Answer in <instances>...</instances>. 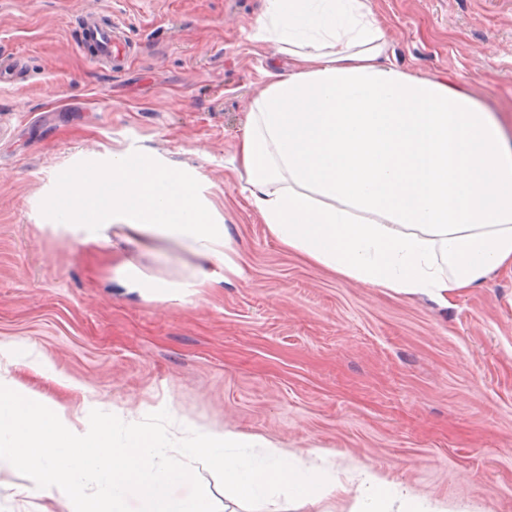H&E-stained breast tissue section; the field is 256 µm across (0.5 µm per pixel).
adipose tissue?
I'll return each mask as SVG.
<instances>
[{
    "mask_svg": "<svg viewBox=\"0 0 512 512\" xmlns=\"http://www.w3.org/2000/svg\"><path fill=\"white\" fill-rule=\"evenodd\" d=\"M255 37L295 60L248 102L233 163L270 234L341 277L448 306L512 269V143L494 112L447 76L391 58L372 0H265ZM54 231L100 246L174 245L195 260L181 281L118 267L128 292L174 300L242 277L209 188L191 168L113 153L57 189ZM363 512H445L364 470Z\"/></svg>",
    "mask_w": 512,
    "mask_h": 512,
    "instance_id": "1",
    "label": "adipose tissue"
}]
</instances>
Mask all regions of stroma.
Segmentation results:
<instances>
[{
	"instance_id": "stroma-1",
	"label": "stroma",
	"mask_w": 512,
	"mask_h": 512,
	"mask_svg": "<svg viewBox=\"0 0 512 512\" xmlns=\"http://www.w3.org/2000/svg\"><path fill=\"white\" fill-rule=\"evenodd\" d=\"M397 65L446 74L512 128V0H372ZM124 20L119 69L78 49L88 7ZM264 0H0V53L22 56L0 85V372L73 411L260 435L345 486L319 507L358 512L372 467L448 512H512V273L443 308L345 279L284 249L241 192L232 158L246 101L285 70L252 39ZM115 152L195 168L228 224L243 278L165 301L112 281L129 261L185 276L120 232L92 250L54 232L57 182ZM0 512H71L0 469Z\"/></svg>"
}]
</instances>
